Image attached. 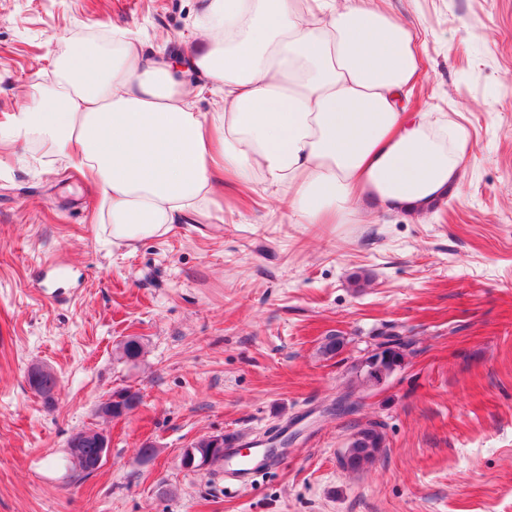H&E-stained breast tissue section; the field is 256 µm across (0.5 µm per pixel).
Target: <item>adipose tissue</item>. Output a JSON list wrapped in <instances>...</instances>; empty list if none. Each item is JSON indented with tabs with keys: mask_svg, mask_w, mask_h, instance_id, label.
<instances>
[{
	"mask_svg": "<svg viewBox=\"0 0 512 512\" xmlns=\"http://www.w3.org/2000/svg\"><path fill=\"white\" fill-rule=\"evenodd\" d=\"M206 40L185 68L221 95L196 112L185 84L133 40L72 44L52 86L0 140L39 143L90 183L133 245L214 205V186L279 193L295 224H357L373 209L424 213L457 189L468 139L407 103L420 44L371 0H204Z\"/></svg>",
	"mask_w": 512,
	"mask_h": 512,
	"instance_id": "obj_1",
	"label": "adipose tissue"
}]
</instances>
